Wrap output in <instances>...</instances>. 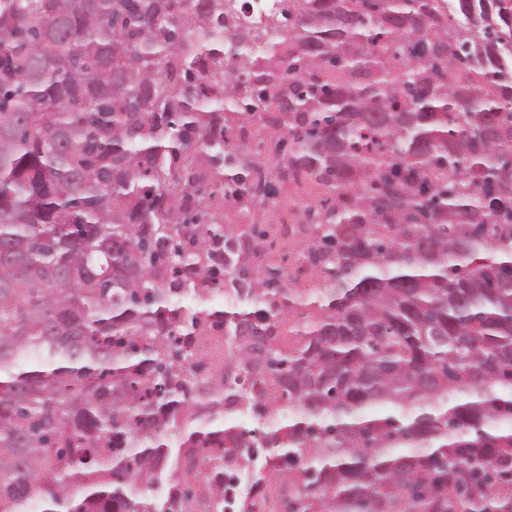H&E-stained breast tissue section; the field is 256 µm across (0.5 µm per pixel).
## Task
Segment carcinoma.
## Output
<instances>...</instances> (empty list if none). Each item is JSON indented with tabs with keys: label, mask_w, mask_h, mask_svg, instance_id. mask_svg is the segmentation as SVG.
Wrapping results in <instances>:
<instances>
[{
	"label": "carcinoma",
	"mask_w": 512,
	"mask_h": 512,
	"mask_svg": "<svg viewBox=\"0 0 512 512\" xmlns=\"http://www.w3.org/2000/svg\"><path fill=\"white\" fill-rule=\"evenodd\" d=\"M287 2L0 0V512H512V4ZM224 11L230 22L241 27H260L274 33L272 19L281 7L280 0H225ZM321 197L317 188L307 184H288L279 196V207L268 210L261 218L264 224H296V217L310 200ZM199 356L207 364L224 360V344L222 345L218 336L205 334L198 348Z\"/></svg>",
	"instance_id": "1"
}]
</instances>
